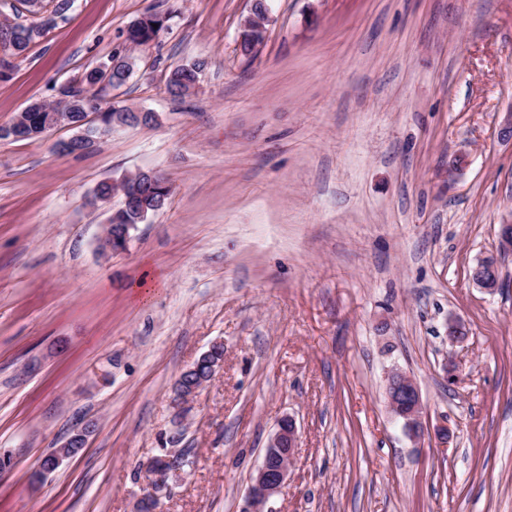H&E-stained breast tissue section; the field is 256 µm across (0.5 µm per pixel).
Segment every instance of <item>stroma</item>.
<instances>
[{"label": "stroma", "instance_id": "1", "mask_svg": "<svg viewBox=\"0 0 512 512\" xmlns=\"http://www.w3.org/2000/svg\"><path fill=\"white\" fill-rule=\"evenodd\" d=\"M267 4L247 59L252 0H74L0 80L1 128L133 20L171 15L114 92L156 125L80 156L53 153L64 128L0 139V512H133L165 448L189 464L159 512H241L285 416L298 447L273 512H512V0ZM198 57V93L173 99L169 71ZM138 170L172 193L103 254L121 198L88 199ZM491 254L493 293L470 279ZM216 342L221 369L175 405ZM393 367L419 387L420 442L386 407ZM86 421L85 448L33 481Z\"/></svg>", "mask_w": 512, "mask_h": 512}]
</instances>
